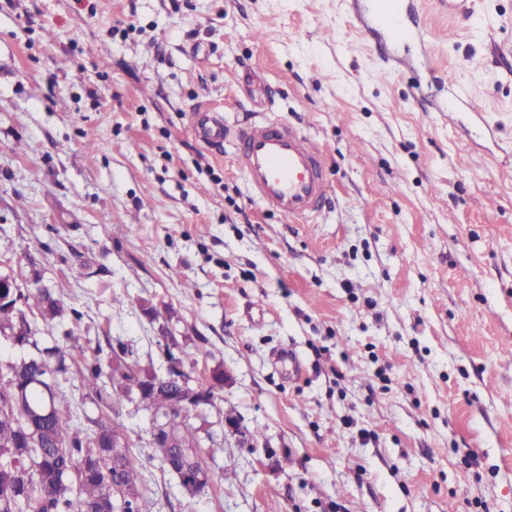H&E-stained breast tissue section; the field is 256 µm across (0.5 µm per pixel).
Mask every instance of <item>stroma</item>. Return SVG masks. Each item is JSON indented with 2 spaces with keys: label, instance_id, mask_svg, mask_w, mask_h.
<instances>
[{
  "label": "stroma",
  "instance_id": "stroma-1",
  "mask_svg": "<svg viewBox=\"0 0 512 512\" xmlns=\"http://www.w3.org/2000/svg\"><path fill=\"white\" fill-rule=\"evenodd\" d=\"M403 2L428 40L376 0H0V271L81 311L87 358L228 376L192 503L124 408L148 512H512V0ZM255 112L325 157L312 228L249 194ZM397 0L378 1V21L385 28L392 38L396 40L406 38L410 32L404 26L400 13L396 7ZM194 135L208 144L224 143V117L217 112H198L192 121Z\"/></svg>",
  "mask_w": 512,
  "mask_h": 512
}]
</instances>
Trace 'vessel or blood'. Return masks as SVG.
<instances>
[{
	"label": "vessel or blood",
	"mask_w": 512,
	"mask_h": 512,
	"mask_svg": "<svg viewBox=\"0 0 512 512\" xmlns=\"http://www.w3.org/2000/svg\"><path fill=\"white\" fill-rule=\"evenodd\" d=\"M397 0H379L378 21L392 38L409 34L396 7ZM194 135L208 144L223 143L224 118L216 112L196 113ZM237 166L254 198L289 219L308 222L333 193L324 174L325 160L311 140L291 123L259 116L237 135Z\"/></svg>",
	"instance_id": "1"
}]
</instances>
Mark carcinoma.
Returning a JSON list of instances; mask_svg holds the SVG:
<instances>
[{
  "mask_svg": "<svg viewBox=\"0 0 512 512\" xmlns=\"http://www.w3.org/2000/svg\"><path fill=\"white\" fill-rule=\"evenodd\" d=\"M16 297L0 303V340L25 342L26 354L0 363V376L17 374L18 389L0 385V407L14 406L19 413L39 414L34 426L0 417V512H104L112 509V485H145L135 463L112 466V436L126 432L123 413L126 401L144 398L154 413L166 420L168 431L186 441L198 427L187 412L171 405L177 385L156 379L152 362L129 365L124 354H107V361L85 358L87 341L69 329L47 343L33 326L29 314L37 312L47 326L63 319H81L50 288H17ZM52 369L54 378L46 376ZM76 369L80 375L81 400L98 417L80 419L72 393L62 379ZM199 462L180 460L173 476L179 487L194 482Z\"/></svg>",
  "mask_w": 512,
  "mask_h": 512,
  "instance_id": "cac0c4a2",
  "label": "carcinoma"
}]
</instances>
